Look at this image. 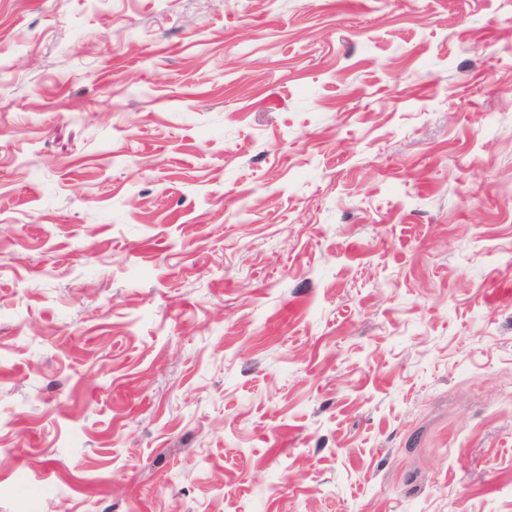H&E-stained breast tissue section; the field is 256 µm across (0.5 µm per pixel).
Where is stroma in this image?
<instances>
[{
  "instance_id": "35a3bbf8",
  "label": "stroma",
  "mask_w": 512,
  "mask_h": 512,
  "mask_svg": "<svg viewBox=\"0 0 512 512\" xmlns=\"http://www.w3.org/2000/svg\"><path fill=\"white\" fill-rule=\"evenodd\" d=\"M0 512H512V0H0Z\"/></svg>"
}]
</instances>
